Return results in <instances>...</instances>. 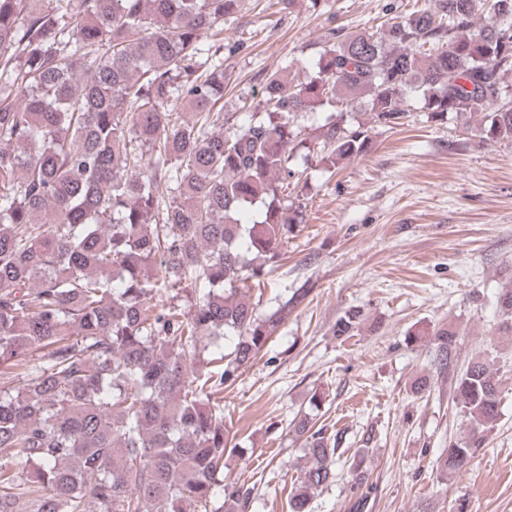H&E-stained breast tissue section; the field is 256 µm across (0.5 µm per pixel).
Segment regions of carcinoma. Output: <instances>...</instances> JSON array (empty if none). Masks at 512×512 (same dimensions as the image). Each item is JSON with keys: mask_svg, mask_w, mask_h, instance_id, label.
<instances>
[{"mask_svg": "<svg viewBox=\"0 0 512 512\" xmlns=\"http://www.w3.org/2000/svg\"><path fill=\"white\" fill-rule=\"evenodd\" d=\"M243 2L0 0V512H247L253 488L224 483L239 443L222 394L310 292L263 313L244 292L305 223L286 194L297 156L314 144L335 175L405 125L409 93L433 122L512 142V0L330 28L314 71L270 74L238 125L221 104L224 22ZM326 108L301 136L298 117ZM256 205L262 220L241 223ZM495 307L511 335L512 288ZM360 321L347 311L336 336ZM459 340L433 332V374L411 387L448 375L467 422L436 460L445 480L501 416L500 369L482 352L458 366ZM294 431L308 462L287 509L311 512L341 438L307 416Z\"/></svg>", "mask_w": 512, "mask_h": 512, "instance_id": "carcinoma-1", "label": "carcinoma"}]
</instances>
